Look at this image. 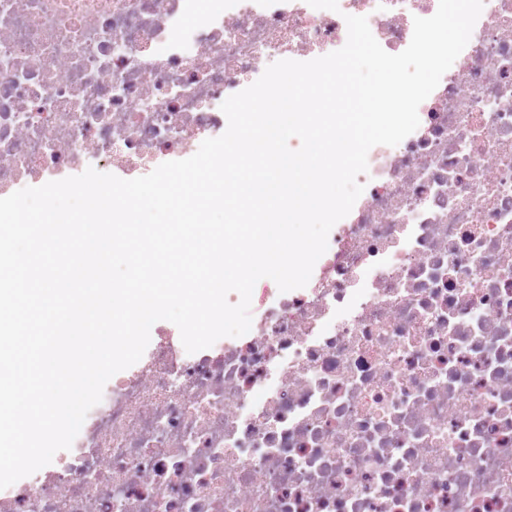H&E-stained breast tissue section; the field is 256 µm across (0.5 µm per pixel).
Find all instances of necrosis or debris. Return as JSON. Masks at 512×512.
Here are the masks:
<instances>
[{"mask_svg":"<svg viewBox=\"0 0 512 512\" xmlns=\"http://www.w3.org/2000/svg\"><path fill=\"white\" fill-rule=\"evenodd\" d=\"M438 3L0 0V198L188 156L271 57L314 59L349 15L397 54ZM418 112L307 287L194 354L158 331L0 512H512V0Z\"/></svg>","mask_w":512,"mask_h":512,"instance_id":"obj_1","label":"necrosis or debris"}]
</instances>
